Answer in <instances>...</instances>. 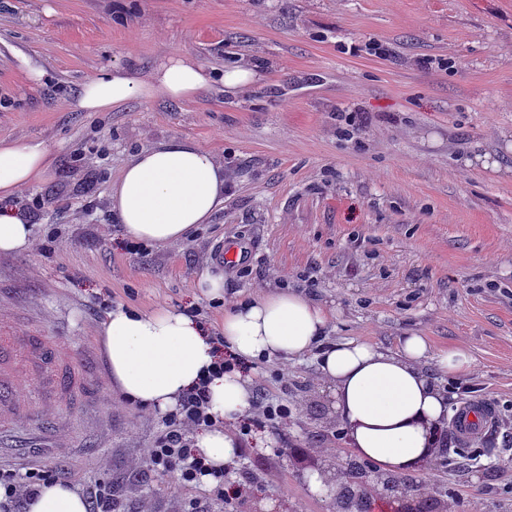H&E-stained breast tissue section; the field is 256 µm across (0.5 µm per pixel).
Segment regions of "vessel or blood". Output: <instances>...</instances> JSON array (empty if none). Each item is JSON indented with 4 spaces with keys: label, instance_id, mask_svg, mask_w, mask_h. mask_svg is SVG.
<instances>
[{
    "label": "vessel or blood",
    "instance_id": "vessel-or-blood-1",
    "mask_svg": "<svg viewBox=\"0 0 512 512\" xmlns=\"http://www.w3.org/2000/svg\"><path fill=\"white\" fill-rule=\"evenodd\" d=\"M20 358L44 370L52 386L71 400L83 398L93 376L85 356L60 355L56 337L35 336L7 326L0 331V434L8 431L15 418L29 411L26 395L16 385L20 374L16 361ZM494 417L491 404L473 402L464 407L462 415L456 416L454 428L468 443L476 440Z\"/></svg>",
    "mask_w": 512,
    "mask_h": 512
}]
</instances>
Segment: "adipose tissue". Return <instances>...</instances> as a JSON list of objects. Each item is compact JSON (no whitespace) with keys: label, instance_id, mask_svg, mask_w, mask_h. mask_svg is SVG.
Here are the masks:
<instances>
[{"label":"adipose tissue","instance_id":"obj_1","mask_svg":"<svg viewBox=\"0 0 512 512\" xmlns=\"http://www.w3.org/2000/svg\"><path fill=\"white\" fill-rule=\"evenodd\" d=\"M210 82L204 65L172 54L146 80L118 66L103 70L65 106L109 112L157 94L184 101ZM53 164L54 152L44 141L0 139V253L31 246L32 226L11 200L49 177ZM223 203V162L189 140L141 149L125 162L111 192L112 211L123 230L159 247L183 241L196 225L209 223ZM331 321L323 304L288 288L258 290L225 311L224 349L238 366L211 377L210 411L220 423L195 438L213 466L236 459L239 445L231 428L252 413L248 378L240 364L310 356L360 458L387 473L425 463L427 449L438 446L448 420V399L437 379L468 376L474 367L470 352L461 346H433L418 334L402 337L393 351L357 339L330 342L326 336ZM98 334L114 388L125 400L160 412L173 409L214 361L208 332L181 308L147 312L118 305L107 312ZM87 509L82 492L65 482L41 488L26 504V512Z\"/></svg>","mask_w":512,"mask_h":512}]
</instances>
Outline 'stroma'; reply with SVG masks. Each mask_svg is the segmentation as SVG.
<instances>
[{
	"mask_svg": "<svg viewBox=\"0 0 512 512\" xmlns=\"http://www.w3.org/2000/svg\"><path fill=\"white\" fill-rule=\"evenodd\" d=\"M22 53L44 67L41 83ZM173 53L264 77L235 97L217 81L189 101L62 106L104 67L143 78ZM0 138L56 154L53 174L14 201L34 245L0 253V314L69 355L95 342L103 296L192 307L216 331L225 301L286 285L333 310L331 340L391 349L417 332L465 346L497 428L475 459L433 458L426 493L458 512L477 500L512 512V0H0ZM172 139L222 158L227 192L210 223L156 248L123 234L110 190L131 156ZM206 269L223 272L224 302L196 288ZM249 375L253 397L290 414L240 437L229 486L253 477L278 512H330L306 479L348 450L314 359ZM17 385L63 439L37 451L18 419L0 465L57 467L78 488L112 480L125 512L204 496L174 474L131 480L161 415L120 401L109 375L79 403L38 377Z\"/></svg>",
	"mask_w": 512,
	"mask_h": 512,
	"instance_id": "35a3bbf8",
	"label": "stroma"
}]
</instances>
